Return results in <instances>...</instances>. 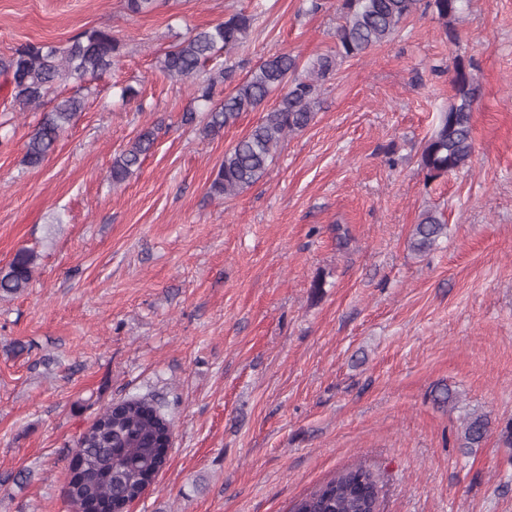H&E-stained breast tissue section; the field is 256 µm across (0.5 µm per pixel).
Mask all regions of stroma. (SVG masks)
Instances as JSON below:
<instances>
[{
    "instance_id": "obj_1",
    "label": "stroma",
    "mask_w": 512,
    "mask_h": 512,
    "mask_svg": "<svg viewBox=\"0 0 512 512\" xmlns=\"http://www.w3.org/2000/svg\"><path fill=\"white\" fill-rule=\"evenodd\" d=\"M321 2L158 0L130 15L123 0H0V55L91 28L120 42L41 167L23 162L41 111L0 109V268L38 256L28 288L0 297V512H69L79 434L132 396L161 407L173 444L128 512H290L357 463L381 476V512H512L496 432L512 419V0H470L456 42L421 10L341 59L264 177L210 197L261 115L204 136L182 122L197 78L164 76L156 57L241 11L252 34L221 57L236 78L284 51L307 69L336 47L340 2ZM458 58L477 89L474 153L432 179L421 153ZM153 124L140 170L113 184V159ZM427 210L448 231L418 255ZM439 383L455 406L433 404ZM476 410L494 430L467 450Z\"/></svg>"
}]
</instances>
